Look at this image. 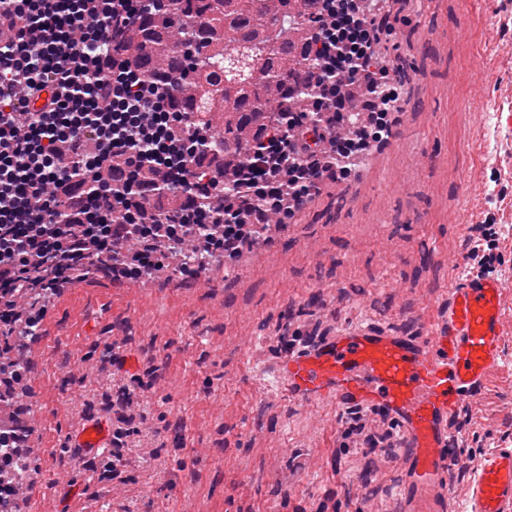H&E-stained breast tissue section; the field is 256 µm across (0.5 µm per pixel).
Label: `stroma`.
Here are the masks:
<instances>
[{"label": "stroma", "mask_w": 512, "mask_h": 512, "mask_svg": "<svg viewBox=\"0 0 512 512\" xmlns=\"http://www.w3.org/2000/svg\"><path fill=\"white\" fill-rule=\"evenodd\" d=\"M403 13L387 58L407 71L406 102L351 181L327 183L232 267L195 280L97 272L47 300L27 359L42 419L19 512H355L366 497L405 512L391 457L342 447L345 415L289 399L273 371L286 323L316 338L358 322L424 333L475 225H495L492 270L512 279V0H406ZM502 312L508 362L460 409L453 500L470 459L512 447V287ZM108 345L123 366L104 360ZM153 365L163 376L138 393L128 464L99 480L71 425L124 426L118 401ZM161 419L181 447L152 433ZM362 468L373 486L356 481Z\"/></svg>", "instance_id": "35a3bbf8"}]
</instances>
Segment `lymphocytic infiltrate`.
<instances>
[{
    "mask_svg": "<svg viewBox=\"0 0 512 512\" xmlns=\"http://www.w3.org/2000/svg\"><path fill=\"white\" fill-rule=\"evenodd\" d=\"M159 0H0V332L36 335L45 308L19 315L15 300L40 286L56 292L85 280L91 256L116 278L161 270L182 258V275L205 266L186 253L203 236L210 255L233 260L265 233V212L291 219L324 181L348 180L354 158L389 138L403 85L380 59L397 32L379 0H322L330 25L308 38L315 66L306 110L280 112L257 131L238 183L189 151L177 82L147 84L121 57L116 27ZM366 94L352 112L349 87ZM350 125L351 135H337ZM186 206L167 210L143 188L153 170ZM62 276L45 277L52 260Z\"/></svg>",
    "mask_w": 512,
    "mask_h": 512,
    "instance_id": "lymphocytic-infiltrate-1",
    "label": "lymphocytic infiltrate"
}]
</instances>
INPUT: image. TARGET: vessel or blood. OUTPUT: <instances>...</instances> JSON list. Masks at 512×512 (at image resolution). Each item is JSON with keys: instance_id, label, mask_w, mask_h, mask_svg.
<instances>
[{"instance_id": "1", "label": "vessel or blood", "mask_w": 512, "mask_h": 512, "mask_svg": "<svg viewBox=\"0 0 512 512\" xmlns=\"http://www.w3.org/2000/svg\"><path fill=\"white\" fill-rule=\"evenodd\" d=\"M503 288L496 275L476 267L449 285L425 335L356 325L276 363L289 398L330 401L395 423L406 512H512L508 446L475 463L467 498L452 504L446 495L451 450L462 440L460 407L504 361ZM75 430L77 447L92 453L104 448L105 427L82 422Z\"/></svg>"}]
</instances>
